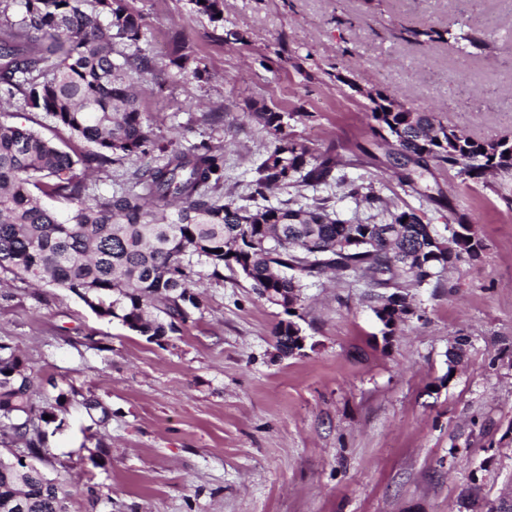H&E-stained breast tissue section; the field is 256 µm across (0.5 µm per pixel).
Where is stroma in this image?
Segmentation results:
<instances>
[{
	"mask_svg": "<svg viewBox=\"0 0 512 512\" xmlns=\"http://www.w3.org/2000/svg\"><path fill=\"white\" fill-rule=\"evenodd\" d=\"M129 3L157 65L142 108L166 139L223 153L224 200L258 204L252 181L275 145L253 117L264 107L341 161L333 180L279 186L269 205L371 224L412 211L441 236L464 219L486 249L440 287L409 289L416 314L388 338L364 281H308L305 346L288 357L282 308L228 269L201 267V310L159 341L67 290L0 276V341L38 374L36 404L65 400L45 468L70 483L71 512H499L512 500V176L476 181L431 160L407 180L372 133L367 94L475 140L512 138V0H224L220 23L190 0ZM430 28L483 47L412 35ZM346 180L383 208L346 196Z\"/></svg>",
	"mask_w": 512,
	"mask_h": 512,
	"instance_id": "35a3bbf8",
	"label": "stroma"
}]
</instances>
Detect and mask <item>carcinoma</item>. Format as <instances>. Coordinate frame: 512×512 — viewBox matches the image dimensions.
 I'll return each instance as SVG.
<instances>
[{"mask_svg":"<svg viewBox=\"0 0 512 512\" xmlns=\"http://www.w3.org/2000/svg\"><path fill=\"white\" fill-rule=\"evenodd\" d=\"M210 21H223L224 0H191ZM16 22L0 24V99L22 101L48 127L95 146L66 151L37 130L0 120V273L65 288L98 315L159 341L186 323L201 299L191 285L196 267L217 277L228 268L261 298L291 313L308 279L328 272L363 279L387 308L407 288L439 286L443 272L477 259L485 249L474 225L460 221L455 252L413 212L385 224H352L322 206L250 210L216 195L224 155L202 142H163L142 112L137 80L155 69L139 42L142 14L129 0H21ZM374 135L405 163L434 159L471 179L512 175V139L478 142L443 124L433 112L405 108L381 92L371 98ZM258 118L276 145L258 167L253 197L294 179L325 181L338 165L292 142L280 112ZM146 163L134 183L110 196L90 197L89 171L126 157ZM347 196L378 210L382 197L353 182ZM47 197L68 206L46 207ZM358 238L354 250L336 244ZM282 303H277V300ZM295 322L279 324L277 350L288 355ZM37 375L16 348L0 342V435L43 461L47 428L63 400L32 401ZM51 419L46 420L44 416ZM67 481L37 465L0 457V512H70Z\"/></svg>","mask_w":512,"mask_h":512,"instance_id":"obj_1","label":"carcinoma"}]
</instances>
